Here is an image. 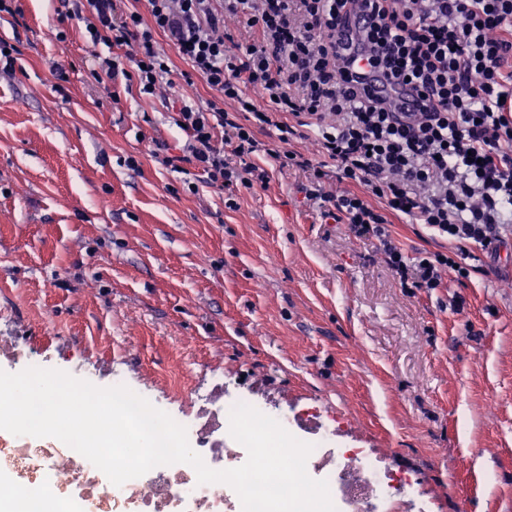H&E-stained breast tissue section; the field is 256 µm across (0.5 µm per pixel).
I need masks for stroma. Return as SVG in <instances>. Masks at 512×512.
I'll use <instances>...</instances> for the list:
<instances>
[{"label": "stroma", "mask_w": 512, "mask_h": 512, "mask_svg": "<svg viewBox=\"0 0 512 512\" xmlns=\"http://www.w3.org/2000/svg\"><path fill=\"white\" fill-rule=\"evenodd\" d=\"M20 8L0 19L17 58L0 77V340L62 371L72 353L121 363L173 416L175 375L205 386L223 368L269 413L333 416L336 446L413 474L435 512H512V240L469 279L401 287L374 240L303 201V172L221 190L156 161L155 141H184L165 98L217 96L184 86L177 52L174 87L112 101L90 75L112 46L62 0Z\"/></svg>", "instance_id": "stroma-1"}]
</instances>
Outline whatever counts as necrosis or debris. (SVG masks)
<instances>
[{"label":"necrosis or debris","mask_w":512,"mask_h":512,"mask_svg":"<svg viewBox=\"0 0 512 512\" xmlns=\"http://www.w3.org/2000/svg\"><path fill=\"white\" fill-rule=\"evenodd\" d=\"M175 392L185 406L178 422L205 464L214 470L244 464L246 450L226 441L231 407L223 385H214L199 399L180 379ZM306 467L327 481L330 492L341 495L349 512H407L412 500V479L372 464L362 448L313 449ZM0 470L12 474L7 490L18 504L36 490L76 498L84 512H242L230 486L198 483L190 465L158 466L117 487L81 454L49 438L36 443L26 436L0 437Z\"/></svg>","instance_id":"4bbe7bcc"}]
</instances>
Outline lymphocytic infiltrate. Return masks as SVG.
<instances>
[{
    "instance_id": "1",
    "label": "lymphocytic infiltrate",
    "mask_w": 512,
    "mask_h": 512,
    "mask_svg": "<svg viewBox=\"0 0 512 512\" xmlns=\"http://www.w3.org/2000/svg\"><path fill=\"white\" fill-rule=\"evenodd\" d=\"M68 16L92 42L117 47L92 76L114 95L118 81L154 94L171 83L162 32L219 99L181 103V154L158 161L194 165L208 185L263 187L272 169L308 172L299 190L325 218L379 241L403 287L436 289L468 278L474 251H495L512 232V0H146L120 12L117 0H67ZM370 11L357 45L394 80L411 81L421 106L398 111L359 85L336 35L353 9ZM239 17L249 41L221 33ZM275 128L279 148L258 137ZM312 139L313 161L293 149ZM348 183L337 194L328 179ZM425 226L441 252L408 257L391 217Z\"/></svg>"
}]
</instances>
